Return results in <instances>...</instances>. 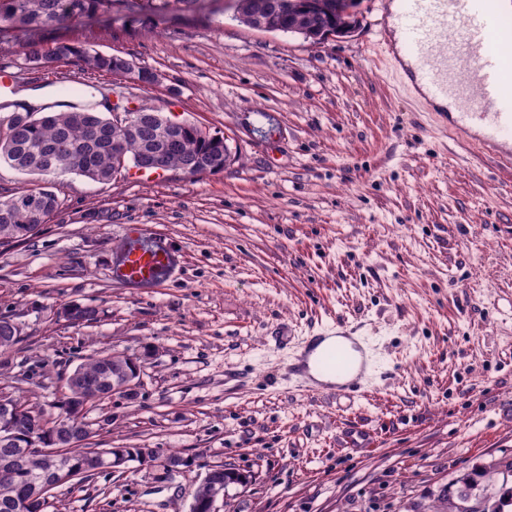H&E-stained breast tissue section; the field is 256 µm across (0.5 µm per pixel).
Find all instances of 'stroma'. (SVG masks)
I'll use <instances>...</instances> for the list:
<instances>
[{
  "instance_id": "obj_1",
  "label": "stroma",
  "mask_w": 512,
  "mask_h": 512,
  "mask_svg": "<svg viewBox=\"0 0 512 512\" xmlns=\"http://www.w3.org/2000/svg\"><path fill=\"white\" fill-rule=\"evenodd\" d=\"M392 0H361L350 36L319 43L235 20L236 0H173L94 48L154 86L81 61L32 72L0 45L12 87L94 107L121 93L223 135L224 171H131L46 182L61 206L0 245V315L23 339L0 384L49 407L90 354L142 359L141 383L96 403L100 448H155L51 492L47 512H188L208 471L247 475L221 512H422L448 482L512 457V170L450 135L394 58ZM126 224L176 252L158 288L112 280ZM95 308L71 325L65 305ZM342 320L379 362L365 396L311 395L286 373L306 336Z\"/></svg>"
}]
</instances>
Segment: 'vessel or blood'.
<instances>
[{
  "label": "vessel or blood",
  "instance_id": "b4317fda",
  "mask_svg": "<svg viewBox=\"0 0 512 512\" xmlns=\"http://www.w3.org/2000/svg\"><path fill=\"white\" fill-rule=\"evenodd\" d=\"M391 18L412 78L426 89L430 101L452 100L448 130L463 135L498 166L512 167V57L502 48L512 44V11L496 0H399ZM170 247L155 241L144 224L124 227L123 245L112 263L114 281L134 287L161 286L175 266ZM331 337L351 343L350 351L325 347ZM322 346L319 364L342 379L346 392L367 390L372 357L365 339L347 323L309 337Z\"/></svg>",
  "mask_w": 512,
  "mask_h": 512
}]
</instances>
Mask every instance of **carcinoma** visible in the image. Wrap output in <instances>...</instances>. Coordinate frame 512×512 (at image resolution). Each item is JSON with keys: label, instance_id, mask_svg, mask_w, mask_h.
I'll return each mask as SVG.
<instances>
[{"label": "carcinoma", "instance_id": "obj_1", "mask_svg": "<svg viewBox=\"0 0 512 512\" xmlns=\"http://www.w3.org/2000/svg\"><path fill=\"white\" fill-rule=\"evenodd\" d=\"M125 0H0V27L20 31L19 41L27 50V60L38 65L45 60L68 61L72 58L84 64L87 82L119 71L112 56L100 53L91 46L93 29L84 39H71L58 34L70 23L97 18L112 26V14ZM238 12L247 19L245 25L257 27L256 20L283 33H297L300 25L313 26L319 37L342 30L353 17L338 7L324 9L318 0H295L287 13L273 8L275 0H237ZM156 143L165 156L169 168L188 176H198L224 170V137L215 140L202 138L196 124L174 134L161 136L156 129L146 126L133 136L122 137L124 166L138 165L146 144ZM0 162L30 176L49 177L75 173L97 183H108L121 174L112 154V118L96 111L71 109L34 117L28 105L17 102L7 116H0ZM11 206L8 226L0 234L26 240L35 235L40 224L34 220L37 208L48 217L59 211L60 202L55 193L43 187H23L4 196L0 206ZM136 358L112 353L89 356L75 368L78 389L60 397L51 404L54 412L14 399L20 409L22 434L33 433L43 439H55L70 449L72 463L78 469V479L87 480L96 474L95 462L81 454L78 444L90 428L84 397L95 395L102 400L109 397L112 368L131 365ZM62 414V424L55 416ZM484 471H474L452 480L437 497L433 512H504L512 506V490L493 500L488 486L481 484ZM26 495V482L0 476V512H14V504Z\"/></svg>", "mask_w": 512, "mask_h": 512}]
</instances>
